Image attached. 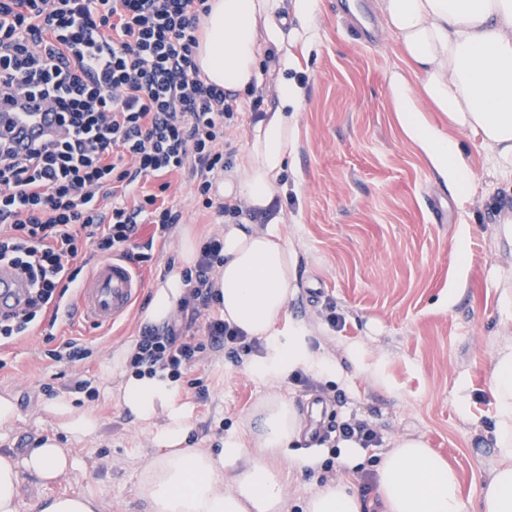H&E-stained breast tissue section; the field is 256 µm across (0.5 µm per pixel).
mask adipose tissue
<instances>
[{
  "mask_svg": "<svg viewBox=\"0 0 512 512\" xmlns=\"http://www.w3.org/2000/svg\"><path fill=\"white\" fill-rule=\"evenodd\" d=\"M376 8L404 62L387 74L403 134L461 199H470L473 184L453 137L457 131L478 139L490 169L512 184V0H376ZM318 12V0H212L195 57L201 78L230 91L261 86L262 58H269L276 75V105L252 121L248 147L222 187L225 199L243 200L263 214L266 225L225 226L224 266L215 278L225 321L265 342V354L251 368L272 382L328 364L309 346L307 328L288 316V301L297 292L298 254L279 230L287 221L284 174L299 149L298 110L306 97L304 84L292 74L301 67V55L320 42ZM198 254L193 232L183 230L178 262L155 285L145 313L149 325L162 327L174 317L188 289L183 271ZM490 379L494 465L475 499L463 501L453 467L422 439L407 437L376 468L381 512H512V340L495 350ZM122 396L132 416L152 428L161 449L135 487L144 512H284L277 459L287 458L297 470L314 464L289 450L303 419L285 396L262 399L246 437H226L216 454L184 447L189 410L168 375L129 376ZM43 410L75 440L100 433L96 410L76 406L67 396H57ZM73 466L67 449L52 439L20 460L0 455V512H19L22 475L50 482ZM366 508L343 479L327 480L305 502V512Z\"/></svg>",
  "mask_w": 512,
  "mask_h": 512,
  "instance_id": "adipose-tissue-1",
  "label": "adipose tissue"
}]
</instances>
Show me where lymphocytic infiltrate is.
<instances>
[{
  "label": "lymphocytic infiltrate",
  "mask_w": 512,
  "mask_h": 512,
  "mask_svg": "<svg viewBox=\"0 0 512 512\" xmlns=\"http://www.w3.org/2000/svg\"><path fill=\"white\" fill-rule=\"evenodd\" d=\"M210 11L209 0H0V92L39 97L64 129L23 151L0 134V264L28 283L17 310L0 316V345L39 325L53 338L46 315L67 307L87 252L150 261L151 244L136 241L140 225L163 236L182 213L144 192L148 180L164 192L169 176L188 173L203 209L240 217V206L211 195L231 163L227 132L242 104L199 76L195 53ZM223 266L224 239L209 237L185 272L189 289L171 324L136 336L133 373L177 381L208 345L257 347L211 312Z\"/></svg>",
  "instance_id": "1"
}]
</instances>
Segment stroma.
Masks as SVG:
<instances>
[{
	"mask_svg": "<svg viewBox=\"0 0 512 512\" xmlns=\"http://www.w3.org/2000/svg\"><path fill=\"white\" fill-rule=\"evenodd\" d=\"M319 23L321 42L298 74L307 96L299 112V152L286 173L285 208L301 221L282 225L281 232L299 255L298 292L288 315L308 328L312 348L332 367L312 370L310 386L291 379L274 384L252 370L255 352L207 348L193 372L207 386V400L181 388L180 399L191 409L185 445L218 452L225 437L245 435L253 406L267 395L289 396L299 407L318 398L333 423L363 420L382 443L365 449L352 470L291 472L285 512H304L322 477L356 484L372 475L381 455L408 436L423 437L456 468L462 496L470 499L493 465L491 359L497 342L512 337V322L502 323L498 312V284L512 277V246L495 235L501 216L512 210V189L488 172L479 141L462 133L477 191L459 204L395 121L386 75L401 63L396 39L387 33L378 44H364L337 16L336 0H319ZM170 183L166 199L182 219L139 269L144 287L128 316L108 328L57 326V341L87 345L89 358L53 362L46 356L49 342L36 332L0 352V396L13 398L18 409L16 419L0 427V451L19 459L51 437L75 460L58 482L24 478L20 512H38L43 499L65 492L94 494L103 512H142L135 486L158 450L151 429L123 404L124 373L107 372L104 362L138 336L158 275L178 258L182 229L202 240L224 230L214 213L198 207L190 182L175 175ZM462 224L470 233L461 248ZM450 294L455 301L448 307L443 300ZM331 306L344 318L343 328L327 323ZM356 343L368 360L379 361L378 376L356 372L347 353ZM81 379L98 391L93 402L103 427L97 439L76 442L44 415L42 386L59 394ZM462 379L469 383L464 407L456 390Z\"/></svg>",
	"mask_w": 512,
	"mask_h": 512,
	"instance_id": "35a3bbf8",
	"label": "stroma"
}]
</instances>
